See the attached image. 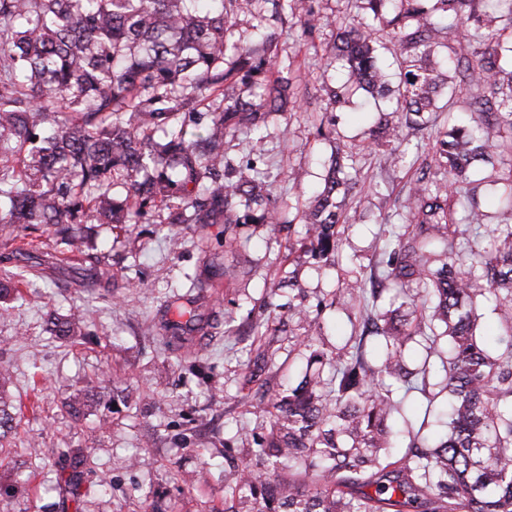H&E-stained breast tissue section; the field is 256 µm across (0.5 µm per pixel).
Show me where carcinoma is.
Here are the masks:
<instances>
[{
  "label": "carcinoma",
  "instance_id": "1",
  "mask_svg": "<svg viewBox=\"0 0 512 512\" xmlns=\"http://www.w3.org/2000/svg\"><path fill=\"white\" fill-rule=\"evenodd\" d=\"M270 5L261 20L295 19L301 38L314 40L325 19L323 0H0V223L24 230L54 228L60 253L88 278L95 256L74 225L110 224L115 238L131 224H269L282 231L266 176L225 161L224 136L255 133L268 119L297 106L284 74L275 32L260 42L236 38L240 15ZM356 22L340 24L329 49L347 67L346 82L329 85L339 106L351 88L389 96L393 111L378 113L372 140L402 160L404 130L428 128L448 80L465 92L457 123L436 136L438 178L415 180L383 240L373 279H354L336 300L357 304L363 321L351 345L334 352L320 343L318 317L288 308L307 324L300 344L310 363L333 367L328 378L306 375L286 395L251 403L271 419L258 447L259 468L224 456L233 486L224 512H512V167L502 179L504 222L482 231L466 188L473 164L491 162L512 146V0H354ZM452 56L441 57L448 34ZM393 48L397 81L378 64ZM351 156L332 157L324 187L298 208L305 237L288 241L315 260H338L347 219L336 190L355 183ZM126 188L112 197V184ZM204 253L190 282L185 321L163 324L166 347H185L213 324L196 303L212 298L213 263ZM0 281V303L23 298L19 285L47 281L44 271ZM501 323L492 344L480 334V303ZM90 311L54 316L55 336H82ZM445 326L448 356L435 347L434 321ZM427 343L422 369L405 365L407 344ZM439 379L431 393L429 377ZM12 371L0 363V439L13 430L6 393ZM446 394V436L437 444L411 420H389L417 394L433 406ZM98 395L87 385L68 403L72 415ZM407 437V451L390 449ZM48 458L66 474L75 495L90 465L83 448H52Z\"/></svg>",
  "mask_w": 512,
  "mask_h": 512
}]
</instances>
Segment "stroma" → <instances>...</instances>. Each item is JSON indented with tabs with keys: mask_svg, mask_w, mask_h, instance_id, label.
<instances>
[{
	"mask_svg": "<svg viewBox=\"0 0 512 512\" xmlns=\"http://www.w3.org/2000/svg\"><path fill=\"white\" fill-rule=\"evenodd\" d=\"M281 59H294L299 104L270 119L259 163L279 199L293 237L302 234L293 218L298 203L324 186L334 150L352 155L358 182L342 209L349 225L339 243L336 264L325 265L303 253L284 262L285 240L274 239L265 224H241L226 239L220 224H136L120 243L112 227L96 226L92 239L104 258L93 288L81 286L77 266L58 268L55 281L31 289L24 302L0 304V360L13 373L14 399L28 401L32 379L42 392L37 412H25L18 429L0 442V512H41L59 498L60 471L43 455L47 448H85L94 461L68 512H222L231 480L224 459L215 455L206 436L220 433L237 457H245L248 435L263 434L269 421L252 414L242 401L246 375H254L253 391L294 386L306 372L308 352L298 341L303 323L288 315L289 305L320 307L326 349L344 346L359 329L358 310L335 302L338 289L354 277H369L375 268L396 207L406 199L410 182L430 163L434 139L411 136L403 163L385 165L384 147H371V112L390 110L386 100L361 90L350 91L336 112H327L323 83L346 77L342 63H328L327 46L335 27L322 28L314 44H303L298 29L277 33ZM335 120L336 133L321 138V122ZM492 167L472 171L471 194L482 224L502 220L501 186ZM180 232L182 245L170 252L168 236ZM208 242L215 264L233 271L218 278L220 303L210 314L263 320L261 341L246 333L193 336L190 350L168 349L158 341L162 319H177V310L160 307L184 295L187 274L201 264L200 244ZM147 276L148 294L127 287L129 276ZM121 298L112 306L108 296ZM90 306L85 335L58 337L48 333L49 313ZM125 377L129 402L108 400L88 407L74 419L67 400L87 381L102 375ZM140 457L141 466L131 464ZM209 465L205 482L189 486L177 475Z\"/></svg>",
	"mask_w": 512,
	"mask_h": 512,
	"instance_id": "35a3bbf8",
	"label": "stroma"
}]
</instances>
